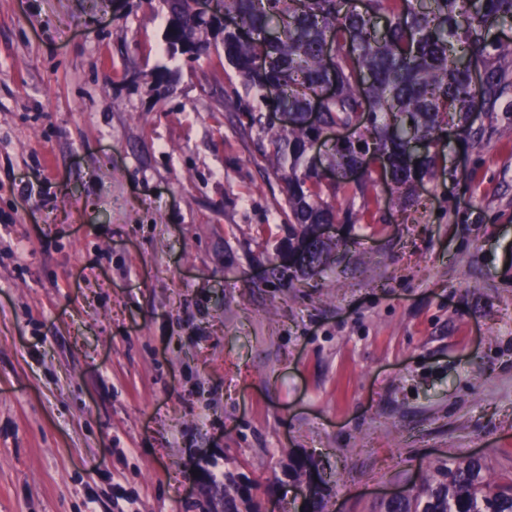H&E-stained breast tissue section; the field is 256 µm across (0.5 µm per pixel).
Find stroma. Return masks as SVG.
<instances>
[{
	"instance_id": "obj_1",
	"label": "stroma",
	"mask_w": 512,
	"mask_h": 512,
	"mask_svg": "<svg viewBox=\"0 0 512 512\" xmlns=\"http://www.w3.org/2000/svg\"><path fill=\"white\" fill-rule=\"evenodd\" d=\"M163 0H0V512H381L435 458L512 476V135L449 134L400 211L341 191L285 269L282 182ZM244 480L251 482V486L243 489ZM256 484L246 475L234 476L232 474H224V511L225 512H241L239 506L243 505L245 512H257L247 508L253 502V491Z\"/></svg>"
}]
</instances>
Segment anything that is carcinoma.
I'll return each instance as SVG.
<instances>
[{
	"mask_svg": "<svg viewBox=\"0 0 512 512\" xmlns=\"http://www.w3.org/2000/svg\"><path fill=\"white\" fill-rule=\"evenodd\" d=\"M172 49L190 41L200 54L208 35L221 36L224 58L259 100L240 109L249 126L269 134L264 159L281 175L293 222L288 240L305 252L299 271L315 272L327 259V242L303 237L308 224H330L339 213L326 198L337 197L342 180L328 183L310 164L306 147L318 130L306 115L328 82L336 99L322 104L323 119L352 125L353 138L336 143L328 166L362 167L355 183L365 193L378 185L404 210L416 185L446 168L441 134L456 129L478 141L475 108L512 116V44L491 38L512 26V0H220L233 28L200 26L184 0H165ZM336 45V68L323 59L326 42ZM483 71L475 85L471 67ZM288 112V126L265 121L267 112ZM311 461L291 456L288 476L313 479ZM246 475H224V512H254L256 484ZM382 512H512V477L497 480L481 458H438L421 476L415 494L389 500Z\"/></svg>",
	"mask_w": 512,
	"mask_h": 512,
	"instance_id": "cac0c4a2",
	"label": "carcinoma"
}]
</instances>
